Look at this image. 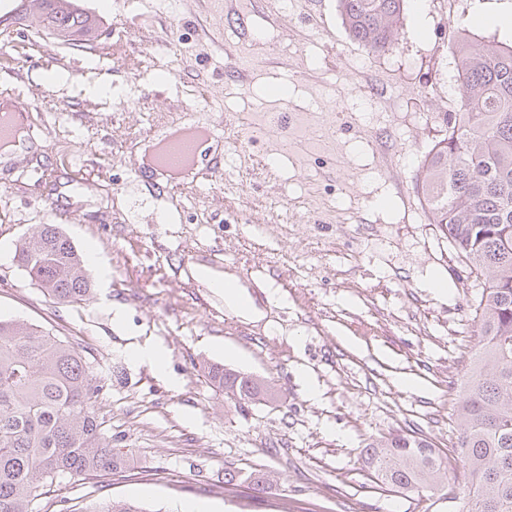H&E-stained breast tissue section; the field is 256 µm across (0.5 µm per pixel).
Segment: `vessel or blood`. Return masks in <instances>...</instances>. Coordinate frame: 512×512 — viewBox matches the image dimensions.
Returning a JSON list of instances; mask_svg holds the SVG:
<instances>
[{"mask_svg":"<svg viewBox=\"0 0 512 512\" xmlns=\"http://www.w3.org/2000/svg\"><path fill=\"white\" fill-rule=\"evenodd\" d=\"M217 136L218 132L213 127L194 125L178 128L155 144L149 157V167L171 179L188 175L197 178L213 176L217 169L204 162L201 149Z\"/></svg>","mask_w":512,"mask_h":512,"instance_id":"vessel-or-blood-1","label":"vessel or blood"}]
</instances>
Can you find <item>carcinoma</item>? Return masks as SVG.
<instances>
[{
	"label": "carcinoma",
	"instance_id": "carcinoma-1",
	"mask_svg": "<svg viewBox=\"0 0 512 512\" xmlns=\"http://www.w3.org/2000/svg\"><path fill=\"white\" fill-rule=\"evenodd\" d=\"M405 0H337L350 39L374 53L392 44ZM69 0H41L29 21L63 38L92 36L89 17ZM459 85L457 112L428 152L418 183L431 223L458 258L483 279L480 336L458 402V446L446 453L422 436L396 434L366 445V463L391 492L420 495L440 475L465 473V512H512V45L449 47ZM15 260L49 297L84 304L94 288L83 255L56 224H39ZM210 381L231 399L255 401L256 377L219 364ZM103 390L78 345L24 320L0 319V512H39L37 489L66 474L123 469L126 455L102 432ZM85 512H150L105 501Z\"/></svg>",
	"mask_w": 512,
	"mask_h": 512
}]
</instances>
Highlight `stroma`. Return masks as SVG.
<instances>
[{"mask_svg": "<svg viewBox=\"0 0 512 512\" xmlns=\"http://www.w3.org/2000/svg\"><path fill=\"white\" fill-rule=\"evenodd\" d=\"M71 7L94 20L90 43L18 26L0 43V91L40 105L36 152L0 163V316L83 346L128 462L59 478L43 512L111 498L150 512H458L462 483L419 501L384 491L365 446L457 442L481 287L416 184L458 102L457 21L476 47L512 45V30L471 21V0H405L388 51L372 53L337 0ZM189 121L221 130V173L165 192L134 177L154 137ZM54 223L90 254L89 303L50 299L13 260ZM213 275L236 278L252 312L229 307ZM137 345L159 349L164 371L134 359ZM214 362L270 397L231 401L207 377ZM228 470L261 483L225 494Z\"/></svg>", "mask_w": 512, "mask_h": 512, "instance_id": "35a3bbf8", "label": "stroma"}]
</instances>
